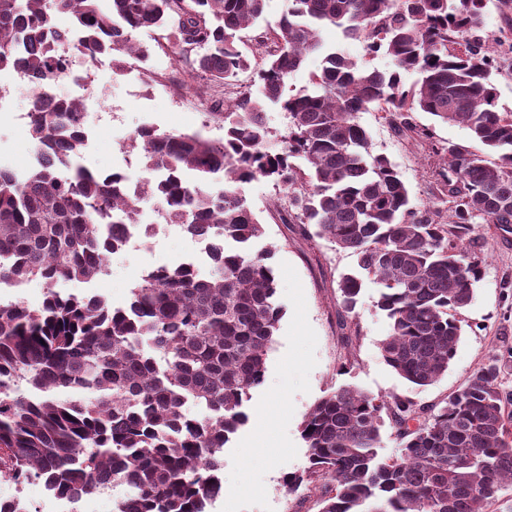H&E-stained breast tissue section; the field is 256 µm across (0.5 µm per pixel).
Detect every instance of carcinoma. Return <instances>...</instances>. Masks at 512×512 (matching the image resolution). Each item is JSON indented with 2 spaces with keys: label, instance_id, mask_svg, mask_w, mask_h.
Listing matches in <instances>:
<instances>
[{
  "label": "carcinoma",
  "instance_id": "obj_1",
  "mask_svg": "<svg viewBox=\"0 0 512 512\" xmlns=\"http://www.w3.org/2000/svg\"><path fill=\"white\" fill-rule=\"evenodd\" d=\"M273 37L259 36L268 61L257 91L222 112L219 139L138 129L142 187L123 173L77 163L83 112L48 91L71 62L53 14H69L84 39L80 55L147 59L136 31L163 30L175 58L226 84L249 68L241 33L263 18L266 0H0V71L38 79L27 117L39 161L20 175L0 165V280L39 279L40 308L0 302V475L20 486L41 479L59 497L80 499L125 486L112 512H208L224 495L222 452L244 426V405L264 381L283 316L271 249L244 186L272 179L288 198L284 224L351 251L359 272L338 282L354 311L365 283L390 320L381 354L398 376L423 388L448 371L462 332L458 315L482 276L481 217L512 233V113L497 108L492 72L512 71V22L483 37L486 0H290ZM333 25L384 53L394 68L360 65L341 48L323 51ZM324 52L311 87L285 96L306 57ZM406 73L418 74L411 85ZM288 126L272 149L267 110ZM387 112L399 131L430 141L442 162L438 201L411 204L389 159L372 153L358 114ZM420 110L466 126L481 152L432 140L411 121ZM496 154L490 162L486 154ZM66 168L69 176L59 170ZM166 222L213 242L210 272L161 265L114 307L99 295L56 290L89 281L126 248L118 229L141 203ZM497 358L431 409L352 386L321 399L301 437L309 465L283 477L286 494L321 489V512H483L512 483V391ZM37 391L22 395L21 385ZM208 414L188 416V401ZM390 421L400 453L382 457Z\"/></svg>",
  "mask_w": 512,
  "mask_h": 512
}]
</instances>
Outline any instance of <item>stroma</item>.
I'll return each mask as SVG.
<instances>
[{"mask_svg": "<svg viewBox=\"0 0 512 512\" xmlns=\"http://www.w3.org/2000/svg\"><path fill=\"white\" fill-rule=\"evenodd\" d=\"M289 0H267L262 20L243 33L240 44L250 67L229 84H209L192 72L188 63L175 60L166 42L154 33L136 32V40L150 44L149 59H124L114 70L106 59L93 65L84 88L63 78L50 85L61 98L80 97L87 103L97 131L95 147L79 163L95 173L131 165L144 176L138 151L126 147L135 131L156 125L171 133L199 132L223 137L224 130L210 115L224 109L246 89L258 86V73L266 57L255 38L276 30ZM33 90L10 86L7 107L0 109V160L18 171L32 168L35 158L28 142L18 140L17 128L32 108ZM359 122L367 131L373 153L386 156L399 171L414 204L435 201L438 160L430 155L415 132L394 130L385 113L363 112ZM245 195L265 228L261 246L273 249L277 297L285 313L266 359L265 379L251 392L245 405L246 425L223 450L224 494L210 512H320L318 492L286 494L284 474L303 471L308 450L300 435L301 423L316 401L343 385L376 395H398L417 406L443 402L461 388L470 374L489 357L512 348V233L479 222L473 230L484 239L482 277L471 304L462 310L463 333L447 373L433 385L417 388L399 377L384 362L380 343L390 332L389 320L377 305L378 289L366 285L349 319L357 326L355 361L341 371L347 351L339 326L342 309L337 283L356 272L357 258L323 238L301 235L296 225L283 224L277 213L285 198L270 179L247 184ZM198 246L179 228L160 227L149 245L127 247L113 255L106 274L91 283L66 282L65 293L97 294L110 305L122 306L130 292L153 266L176 264L197 255Z\"/></svg>", "mask_w": 512, "mask_h": 512, "instance_id": "stroma-1", "label": "stroma"}]
</instances>
